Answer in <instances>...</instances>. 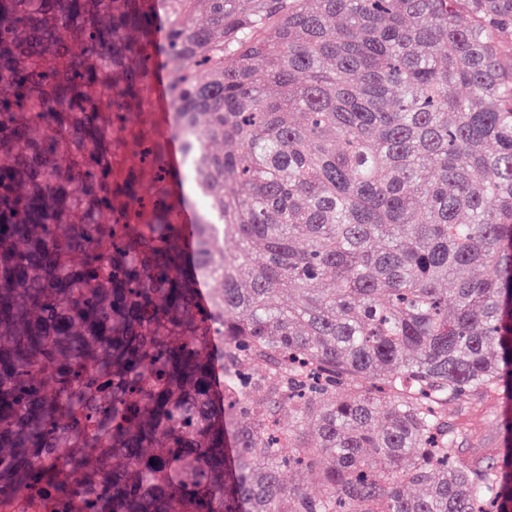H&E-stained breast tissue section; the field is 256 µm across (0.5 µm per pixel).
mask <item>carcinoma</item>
I'll return each instance as SVG.
<instances>
[{
	"instance_id": "carcinoma-1",
	"label": "carcinoma",
	"mask_w": 512,
	"mask_h": 512,
	"mask_svg": "<svg viewBox=\"0 0 512 512\" xmlns=\"http://www.w3.org/2000/svg\"><path fill=\"white\" fill-rule=\"evenodd\" d=\"M166 2L189 233L158 0H0V512H512V0ZM162 70H155L150 73L144 83L143 100L141 109L132 117V122L127 126V129L122 132L114 133V148L117 159V170L122 173L129 171L135 172L140 175L143 181V188L145 193H152L155 190L156 184L151 173L150 168L141 162L137 153L131 147L133 135H144L153 143L157 144L161 150L165 160L169 163L170 148L175 144L177 149V166H173V170L169 164L170 170L180 173L182 179L181 187L176 185L172 180V188L175 192L184 197L183 209L191 210L194 214L199 215L203 208V202L196 197L190 189L189 179L187 175V167L183 163V155L180 140L175 136L174 109L172 107L170 97L167 96L165 89V103L158 104L155 101L154 88L152 84V76L161 74ZM167 77L165 75L164 84ZM510 401V414H511V396L509 395L498 409V412L491 409H473L466 408L462 409L461 412L457 413L455 407L451 406L448 409V416L454 422L463 423L467 428L475 433L477 437H471L468 442L465 443L462 451V456H465L468 451L477 450L478 448H494L500 446L499 444L503 441V430L501 426V415L500 410L503 411L505 405Z\"/></svg>"
}]
</instances>
